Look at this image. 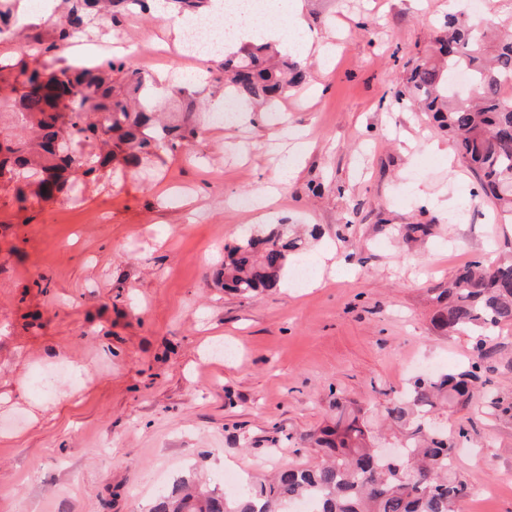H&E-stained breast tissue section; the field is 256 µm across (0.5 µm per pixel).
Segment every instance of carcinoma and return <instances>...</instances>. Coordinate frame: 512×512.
<instances>
[{
  "label": "carcinoma",
  "mask_w": 512,
  "mask_h": 512,
  "mask_svg": "<svg viewBox=\"0 0 512 512\" xmlns=\"http://www.w3.org/2000/svg\"><path fill=\"white\" fill-rule=\"evenodd\" d=\"M144 0H75L57 27L55 42L36 53L58 50L94 17L115 23ZM493 18L476 21L448 15L431 52L406 64L394 97L416 104L452 140L460 163L476 178L478 196L491 203L504 224L512 223V34L499 35ZM463 73L477 84V98L454 83ZM307 72L299 62H272L264 43H250L224 56V91L238 101L269 109ZM0 98L20 132L0 129V190L12 192L23 209H35L74 190L73 176L95 184L112 174V159L148 172L160 152L196 137L194 104L182 125H157L164 107L152 77L125 63L62 65L48 71L21 58L0 64ZM299 239L289 224H274L224 249L220 270L225 290L252 296L274 288ZM435 307L433 327L445 334L477 331L472 362L464 370L420 376L408 393L389 399L385 419L399 428L403 454L381 457L359 411L336 402V419L313 435L321 462L285 465L270 481L249 482L221 495L181 492L165 497L154 512H295L305 500L315 512H458L473 488L455 472L457 438L434 414L446 405H469L477 386L503 363L501 328L512 326V258L491 266L472 261L446 285L427 289Z\"/></svg>",
  "instance_id": "obj_1"
}]
</instances>
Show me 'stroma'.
<instances>
[{"label": "stroma", "instance_id": "stroma-1", "mask_svg": "<svg viewBox=\"0 0 512 512\" xmlns=\"http://www.w3.org/2000/svg\"><path fill=\"white\" fill-rule=\"evenodd\" d=\"M0 61L33 37L55 38L62 0H12ZM305 37L331 55L304 62L312 78L277 113L224 127L221 61L184 55L169 9H134L116 44L111 23L83 44L40 57L52 68L109 59L159 76L194 101L201 132L149 182L134 169L100 189L42 204L0 205V512H151L162 491L199 479L224 491V469L260 479L315 465L309 440L331 423L337 396L371 427L390 392L432 369L468 366L472 339L432 328L427 288L479 259L512 255V224L475 199L476 182L447 135L394 101L407 62L422 53L448 0H304ZM313 148L295 156V141ZM300 171L265 210L236 207ZM286 222L316 231L307 253L316 287L243 297L213 273L227 244ZM429 224L425 245L402 237ZM512 368L470 406L447 411L466 440L462 479L484 494L459 512H512Z\"/></svg>", "mask_w": 512, "mask_h": 512}]
</instances>
